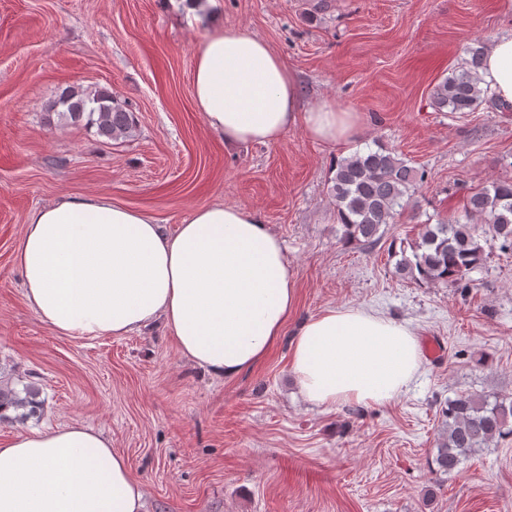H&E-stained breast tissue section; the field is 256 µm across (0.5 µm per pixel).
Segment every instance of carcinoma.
I'll return each instance as SVG.
<instances>
[{"instance_id": "carcinoma-1", "label": "carcinoma", "mask_w": 512, "mask_h": 512, "mask_svg": "<svg viewBox=\"0 0 512 512\" xmlns=\"http://www.w3.org/2000/svg\"><path fill=\"white\" fill-rule=\"evenodd\" d=\"M484 54L480 41L466 48L467 58L434 88L436 108L473 112L488 100L490 90L480 87ZM48 110L72 123L84 121L109 140L128 135L135 125L133 112L105 92L91 95L65 88ZM425 180L424 170L383 146L337 161L332 193L342 240L376 246ZM494 245L512 250V181H492L470 192L462 216L422 225L416 239L400 249L391 248L389 256L395 259L394 273L402 280L468 289L471 273L485 266V248ZM36 395L38 389L33 386L18 391L0 382V408L25 409ZM440 416L432 460L433 472L439 475L458 472L466 457L512 436V397L461 393L448 399Z\"/></svg>"}]
</instances>
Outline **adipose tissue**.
<instances>
[{"mask_svg":"<svg viewBox=\"0 0 512 512\" xmlns=\"http://www.w3.org/2000/svg\"><path fill=\"white\" fill-rule=\"evenodd\" d=\"M512 105V35L492 41L480 70ZM192 93L229 145L273 143L302 127L344 145L361 113L324 101L301 110L297 79L261 38L213 27L195 51ZM15 260L29 307L66 336H125L163 320L194 366L231 379L262 362L297 302L280 238L248 211L200 206L174 233L104 195L35 210ZM421 367L405 323L365 308H330L291 341L290 370L316 406L391 403ZM145 493L111 439L80 423L19 433L0 445V512H143Z\"/></svg>","mask_w":512,"mask_h":512,"instance_id":"1","label":"adipose tissue"}]
</instances>
